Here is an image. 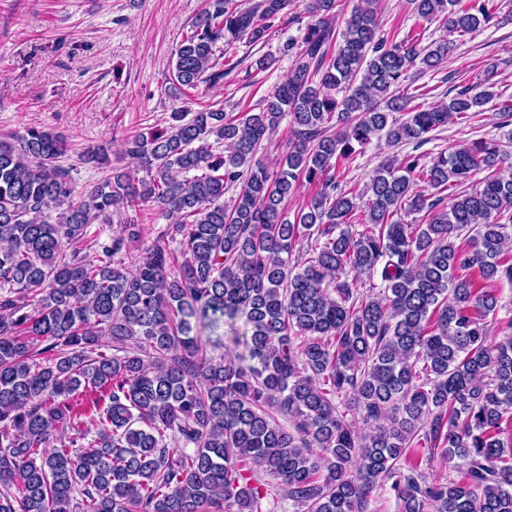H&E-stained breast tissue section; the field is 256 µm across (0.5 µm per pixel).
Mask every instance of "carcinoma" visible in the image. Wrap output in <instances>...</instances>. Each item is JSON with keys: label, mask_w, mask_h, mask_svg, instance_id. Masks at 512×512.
Instances as JSON below:
<instances>
[{"label": "carcinoma", "mask_w": 512, "mask_h": 512, "mask_svg": "<svg viewBox=\"0 0 512 512\" xmlns=\"http://www.w3.org/2000/svg\"><path fill=\"white\" fill-rule=\"evenodd\" d=\"M409 2L440 39L389 44L375 0L347 17L307 0L303 46L259 111L173 112L125 142L134 167L77 199L62 135L0 138V512H261L256 472L302 512H369L381 481L400 512H512V334L485 322L490 285L512 284V157L480 140L428 165L393 158L357 194L336 180L373 138L419 144L494 98L490 68L426 107L401 87L504 0ZM295 6L210 0L171 61L173 94L219 82L237 64L216 44L260 42ZM285 118L271 165L260 149ZM82 160L107 166L108 150ZM305 182L317 192L289 220ZM147 204L174 224L134 269L140 225L87 238ZM239 319L248 358L203 353L194 327ZM105 335L117 354L92 356ZM419 448L461 478L427 479Z\"/></svg>", "instance_id": "carcinoma-1"}]
</instances>
